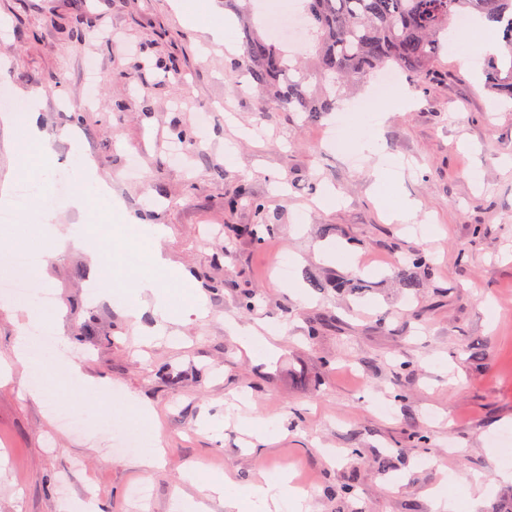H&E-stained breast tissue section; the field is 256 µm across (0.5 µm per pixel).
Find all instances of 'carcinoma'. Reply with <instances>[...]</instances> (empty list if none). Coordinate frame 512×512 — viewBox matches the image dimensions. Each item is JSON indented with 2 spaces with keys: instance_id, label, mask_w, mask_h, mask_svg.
<instances>
[{
  "instance_id": "1",
  "label": "carcinoma",
  "mask_w": 512,
  "mask_h": 512,
  "mask_svg": "<svg viewBox=\"0 0 512 512\" xmlns=\"http://www.w3.org/2000/svg\"><path fill=\"white\" fill-rule=\"evenodd\" d=\"M314 42L312 64L276 46L255 29L245 31L243 77L290 112L319 118L336 111L343 90L378 70L392 68L412 81L430 70L453 23L466 16L497 24L512 55V0H301ZM489 88L512 99V59L507 71L493 62ZM257 223L224 225L229 237L249 234L262 242L269 230L265 204L256 203Z\"/></svg>"
}]
</instances>
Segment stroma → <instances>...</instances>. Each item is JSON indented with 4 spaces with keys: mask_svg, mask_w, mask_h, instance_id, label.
<instances>
[{
    "mask_svg": "<svg viewBox=\"0 0 512 512\" xmlns=\"http://www.w3.org/2000/svg\"><path fill=\"white\" fill-rule=\"evenodd\" d=\"M230 17L205 11L191 22L171 0H0V98L36 113L51 155L47 165L33 156L19 180L74 188L79 142L139 223L96 200L83 214L56 206L58 233L83 224L118 266L143 249L139 224L164 225L165 256L209 310L172 325L176 340L137 344L126 318L135 273L101 298L85 252L57 255L41 289L57 299L44 325L67 338L65 362L32 381L56 386L71 365L108 391L73 383L34 398L14 366L0 386V512H65L81 499L99 512H171L174 498L196 496L185 475L197 467L236 487L288 469L310 512H433V489L459 512H501L512 504V104L450 46L430 83L400 79L382 147L403 164L398 196L418 212L391 224L374 200V163L353 137L374 83L317 120L285 111L233 85L244 47ZM223 26L227 46L211 35ZM184 132L192 139L174 155ZM237 188L244 194L227 208ZM326 189L336 205L322 210L314 199ZM256 201L272 219L262 243L225 235V225L255 223ZM322 245L334 260L318 257ZM417 253L431 257L429 270H410ZM410 271L413 292L402 286ZM346 279L362 289L338 291ZM229 319L280 329L276 353L248 354ZM127 393L159 416L165 463L155 471L138 464L147 437L116 402ZM242 393L277 416L274 443L251 445L231 422L209 431ZM51 403L80 428H61ZM130 437L136 451L122 452ZM346 482L352 494L340 492ZM142 483L141 510L131 492Z\"/></svg>",
    "mask_w": 512,
    "mask_h": 512,
    "instance_id": "obj_1",
    "label": "stroma"
}]
</instances>
